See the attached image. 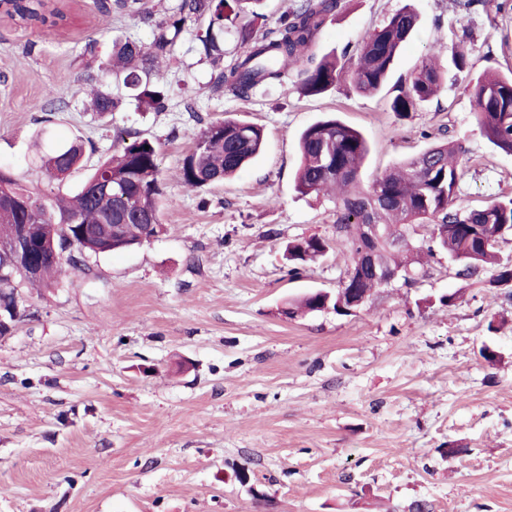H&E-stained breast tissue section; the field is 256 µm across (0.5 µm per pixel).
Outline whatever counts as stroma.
I'll list each match as a JSON object with an SVG mask.
<instances>
[{"mask_svg": "<svg viewBox=\"0 0 512 512\" xmlns=\"http://www.w3.org/2000/svg\"><path fill=\"white\" fill-rule=\"evenodd\" d=\"M502 2L467 15L455 0H344L327 20L313 51L349 65L365 34L411 6L420 27L393 73L405 80L468 31L470 71L403 120L389 93L344 78L315 97L293 81L213 93L190 31L160 67L165 110L127 100L101 116L86 108V44L147 42L149 27L96 0H67L69 22L51 30L0 18V166L70 195L131 130L159 146L170 200L159 237L23 289L25 311L0 337V512H512V288L489 287L486 270L460 277L439 251L413 285L378 289L356 314L283 313L335 293L351 266L336 249L295 276L286 258L290 242L336 236L335 200L295 190L298 137L319 119L369 140L362 187L456 140L460 205L512 196V155L481 137L469 92L485 69L512 68ZM50 99L60 110L41 111ZM189 100L204 120L263 127L261 156L232 180L184 187ZM76 138L83 168L48 179L42 156Z\"/></svg>", "mask_w": 512, "mask_h": 512, "instance_id": "1", "label": "stroma"}]
</instances>
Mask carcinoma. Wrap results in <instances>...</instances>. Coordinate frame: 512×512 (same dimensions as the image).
<instances>
[{
  "label": "carcinoma",
  "mask_w": 512,
  "mask_h": 512,
  "mask_svg": "<svg viewBox=\"0 0 512 512\" xmlns=\"http://www.w3.org/2000/svg\"><path fill=\"white\" fill-rule=\"evenodd\" d=\"M263 0H176V4L156 18L150 0H113L124 14L151 28V40L116 38L110 51L99 60L101 76L123 85L138 105L160 110L167 89L152 80L159 60L172 52L190 21L207 19L195 34V51L212 63L211 90L246 97L260 85L285 84L288 65L305 62L297 73L302 94L317 96L327 92L348 74L353 89L375 94L390 79L397 57L416 32L417 13L408 5L393 14L380 28L367 34L357 49L350 70L340 65L336 55L316 58L312 51L326 19L341 8L342 0H296L293 9L278 25L261 35L254 31ZM233 31L238 50L224 54V31ZM448 77V67L429 59L407 81L396 86L390 110L407 118L431 100ZM475 102L480 135L504 153H512V70L484 71L470 87ZM123 97L103 90L94 92L93 110L115 112ZM131 138L122 150L92 169L80 189L71 197L49 201L42 194L22 186L16 175L0 169V242L18 236L47 247V228L75 220L87 225L90 233L78 240L76 251L112 253L133 248L162 224L163 196L160 152L151 140L126 132ZM265 134L262 127L237 117L211 121L194 135L193 147L183 158L182 183L193 189L221 183L234 176L261 152ZM369 153L365 136L336 117L321 119L299 138L300 165L295 190L303 195H338L336 223L340 234L328 241L312 237L288 247L291 261L312 260L333 247H342L352 263H358L366 242L356 230L358 224L379 225L382 243L377 248L380 264L403 272L422 264L423 253L434 248L412 231L429 224L440 225L438 248L445 249L461 264V275L471 277L485 267L494 269L489 285H512V266L499 262L496 242L512 234V197L491 204L462 209L457 206L463 171L459 156L465 147L450 141L427 147L377 176L369 189L360 187L361 169ZM83 146L78 142L56 147L42 159L48 178L60 180L81 166ZM122 224L118 237H109L107 225ZM81 269L80 260L68 256L66 262L49 260L38 278L23 287H51L63 264ZM11 306L14 318H21L22 298L16 287L0 281V302Z\"/></svg>",
  "instance_id": "obj_1"
}]
</instances>
